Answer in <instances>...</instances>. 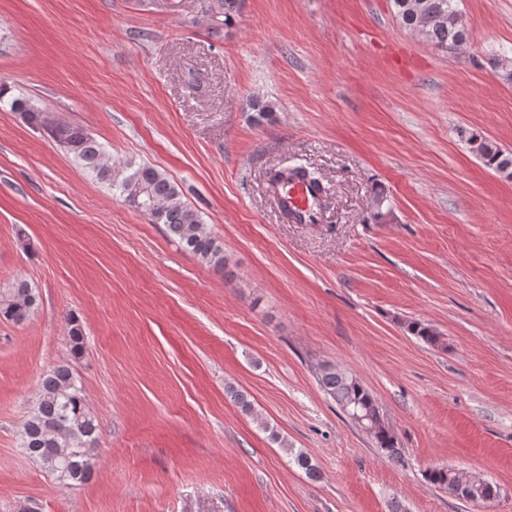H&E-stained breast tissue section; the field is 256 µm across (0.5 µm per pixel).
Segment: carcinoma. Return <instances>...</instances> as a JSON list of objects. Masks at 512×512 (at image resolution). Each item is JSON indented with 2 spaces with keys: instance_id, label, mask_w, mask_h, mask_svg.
I'll list each match as a JSON object with an SVG mask.
<instances>
[{
  "instance_id": "cac0c4a2",
  "label": "carcinoma",
  "mask_w": 512,
  "mask_h": 512,
  "mask_svg": "<svg viewBox=\"0 0 512 512\" xmlns=\"http://www.w3.org/2000/svg\"><path fill=\"white\" fill-rule=\"evenodd\" d=\"M242 0H205V14L212 33L218 34L238 16ZM400 24L425 36L446 50L463 51L469 32L456 0H392ZM10 110L21 113L27 122L41 126L59 142L73 159L97 181L117 192L122 201L146 216L153 224H162L167 233L185 250L202 261L222 270L224 249L211 235L198 212L182 198V193L169 178L151 165L133 167L112 160L106 147L83 128L59 120L47 124L44 113L29 101L15 97L8 102ZM470 152L487 167L512 176V152L502 150L485 137L471 134L467 138ZM288 176L301 177L320 185L321 179L303 167L284 166L271 169L268 180L275 183ZM36 304L29 283L18 279L7 294L0 297V317L20 324L28 319ZM70 354L79 359L85 352V337L74 316L66 317ZM407 330L422 342L436 346L440 335L433 328L413 321ZM322 390L336 403L348 420L359 427L372 428L376 447L388 457L398 458L397 441L385 425L374 397L352 373L332 363L322 364L317 373ZM241 411L259 418L247 395L227 387ZM100 424L88 409L82 389L77 386L70 364L57 365L43 373L39 392L22 426L21 447L41 463L63 486L89 481L94 472L95 450L99 444ZM426 481L448 495L473 502L493 500L497 487L478 479L468 487L457 481V470L435 467L425 473Z\"/></svg>"
}]
</instances>
